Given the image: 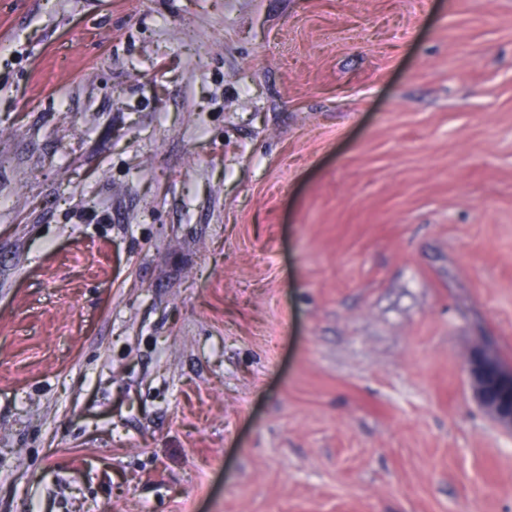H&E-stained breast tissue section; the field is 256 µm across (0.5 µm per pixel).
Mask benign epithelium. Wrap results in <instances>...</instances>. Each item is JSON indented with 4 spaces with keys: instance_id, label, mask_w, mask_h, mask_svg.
Returning a JSON list of instances; mask_svg holds the SVG:
<instances>
[{
    "instance_id": "obj_1",
    "label": "benign epithelium",
    "mask_w": 512,
    "mask_h": 512,
    "mask_svg": "<svg viewBox=\"0 0 512 512\" xmlns=\"http://www.w3.org/2000/svg\"><path fill=\"white\" fill-rule=\"evenodd\" d=\"M467 380L472 397L503 428L512 430V370L479 351L469 363Z\"/></svg>"
}]
</instances>
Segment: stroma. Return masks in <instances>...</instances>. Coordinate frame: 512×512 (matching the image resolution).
<instances>
[{"label": "stroma", "instance_id": "obj_1", "mask_svg": "<svg viewBox=\"0 0 512 512\" xmlns=\"http://www.w3.org/2000/svg\"><path fill=\"white\" fill-rule=\"evenodd\" d=\"M512 0H0V512H512ZM481 350V349H480ZM472 397L503 428L512 430V370H505L483 350L467 368ZM508 390V397L503 394ZM507 398V399H506Z\"/></svg>", "mask_w": 512, "mask_h": 512}]
</instances>
